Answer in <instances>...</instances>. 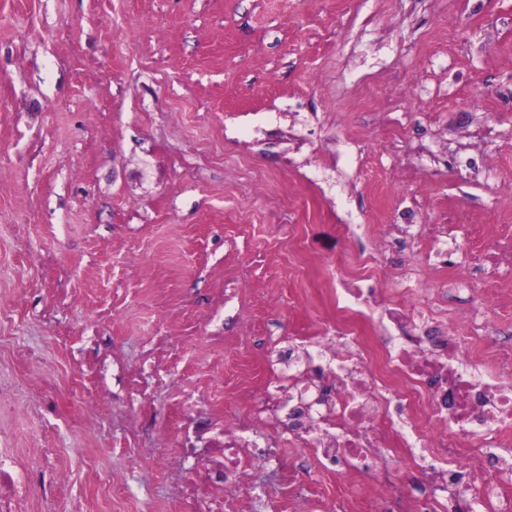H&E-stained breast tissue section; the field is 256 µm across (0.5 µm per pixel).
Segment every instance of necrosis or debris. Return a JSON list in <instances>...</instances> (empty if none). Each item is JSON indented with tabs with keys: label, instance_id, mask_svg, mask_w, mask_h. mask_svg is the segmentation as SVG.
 I'll use <instances>...</instances> for the list:
<instances>
[{
	"label": "necrosis or debris",
	"instance_id": "necrosis-or-debris-1",
	"mask_svg": "<svg viewBox=\"0 0 512 512\" xmlns=\"http://www.w3.org/2000/svg\"><path fill=\"white\" fill-rule=\"evenodd\" d=\"M469 275L512 269V233L479 234ZM373 254L336 290L340 327L282 352L280 372L245 396L244 413L206 419L203 446L165 462H204L173 501L174 512H279L258 500L255 477L282 478L295 512H306L310 483L281 448L312 451L320 468L360 474L377 512H512V496L491 473L512 474V331L497 318L496 285L465 289L443 307L405 303L377 285ZM421 473L407 482L398 455ZM68 479L53 448H0V512H35Z\"/></svg>",
	"mask_w": 512,
	"mask_h": 512
}]
</instances>
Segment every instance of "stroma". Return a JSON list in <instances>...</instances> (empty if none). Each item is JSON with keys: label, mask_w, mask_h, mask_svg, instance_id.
Masks as SVG:
<instances>
[{"label": "stroma", "mask_w": 512, "mask_h": 512, "mask_svg": "<svg viewBox=\"0 0 512 512\" xmlns=\"http://www.w3.org/2000/svg\"><path fill=\"white\" fill-rule=\"evenodd\" d=\"M395 61L413 86L376 82ZM481 122L495 165L432 171ZM357 136L364 152L337 157ZM403 138L427 153L395 152ZM1 170L0 381L40 411L0 433L60 450L50 512H76L137 449L181 446L186 416L240 410L278 342L331 323L362 252L394 268L386 202L423 262L463 212L434 288L461 275L473 225L512 229V0H0ZM159 334L189 388L144 402L130 380ZM102 382L111 414L73 431ZM149 474L110 512H170L175 475Z\"/></svg>", "instance_id": "1"}]
</instances>
